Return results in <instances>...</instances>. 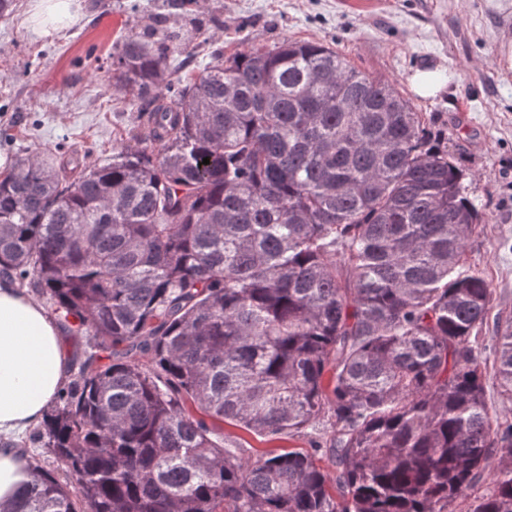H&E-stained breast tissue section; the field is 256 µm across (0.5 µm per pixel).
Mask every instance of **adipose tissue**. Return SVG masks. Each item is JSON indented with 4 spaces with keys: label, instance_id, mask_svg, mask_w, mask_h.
I'll return each mask as SVG.
<instances>
[{
    "label": "adipose tissue",
    "instance_id": "obj_1",
    "mask_svg": "<svg viewBox=\"0 0 512 512\" xmlns=\"http://www.w3.org/2000/svg\"><path fill=\"white\" fill-rule=\"evenodd\" d=\"M82 19L79 0H29L28 26L52 36ZM72 360L58 323L24 289L0 284V504L30 480L34 460L13 435L39 423L66 384Z\"/></svg>",
    "mask_w": 512,
    "mask_h": 512
}]
</instances>
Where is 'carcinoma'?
Segmentation results:
<instances>
[{"label":"carcinoma","instance_id":"carcinoma-1","mask_svg":"<svg viewBox=\"0 0 512 512\" xmlns=\"http://www.w3.org/2000/svg\"><path fill=\"white\" fill-rule=\"evenodd\" d=\"M112 46L138 106L112 162L0 176V281L45 297L84 360L0 512H512V317L467 261L469 173L392 83L284 40L171 90L180 33ZM209 164H203V159ZM493 354L487 366V352ZM323 426L313 451L242 457ZM223 435L227 436L229 441L237 443L245 456L254 457L256 454L270 448H293L298 450H311L309 448V437L299 436L293 439H282L269 441L268 438L258 437L249 434L237 427L224 424Z\"/></svg>","mask_w":512,"mask_h":512}]
</instances>
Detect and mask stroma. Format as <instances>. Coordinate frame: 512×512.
I'll use <instances>...</instances> for the list:
<instances>
[{
    "mask_svg": "<svg viewBox=\"0 0 512 512\" xmlns=\"http://www.w3.org/2000/svg\"><path fill=\"white\" fill-rule=\"evenodd\" d=\"M26 5L15 0L0 18V151L38 153L54 167L74 154L111 162L135 115L107 80L112 45L152 13L196 30L171 62L176 87L217 50L322 43L390 81L447 137L483 215L466 256L491 281L495 310L512 314V0H81L82 20L51 37L25 25ZM418 70L436 72L442 90L417 94Z\"/></svg>",
    "mask_w": 512,
    "mask_h": 512,
    "instance_id": "stroma-1",
    "label": "stroma"
}]
</instances>
